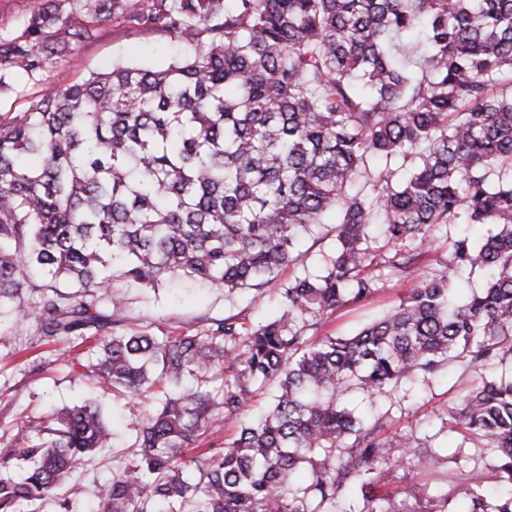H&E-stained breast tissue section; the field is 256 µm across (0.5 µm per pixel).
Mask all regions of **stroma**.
I'll return each mask as SVG.
<instances>
[{"label":"stroma","mask_w":512,"mask_h":512,"mask_svg":"<svg viewBox=\"0 0 512 512\" xmlns=\"http://www.w3.org/2000/svg\"><path fill=\"white\" fill-rule=\"evenodd\" d=\"M190 51L189 45L167 35L136 33L108 21L102 23L96 40L52 59L42 81L30 84L24 94H0V112L23 111L47 87L83 81L91 73L106 71L116 63L158 67L167 64L173 56ZM333 244L331 225L313 226L305 236L307 253L301 263L281 270L258 301L249 290L230 293L197 281L165 279L156 287L142 288L114 277L112 290L123 302L122 326L135 330L150 324L165 332H179L206 327L211 320L238 312L253 321L262 319L280 311V292L288 281L321 270L323 256ZM376 273L377 291L364 303L337 309L322 327V334L352 333L393 307L422 276L416 270L400 278L384 266L377 267ZM95 344L92 338L49 341L42 337L33 320L12 315L0 319V448L23 447L27 433L21 428V421H37L46 417L51 408L79 405L87 400L100 406L105 422L113 431L111 447L100 450L75 474L83 486L79 512H97L115 469L127 459L140 411L139 406L109 385L77 376L76 367L94 361ZM480 376V370L452 361L438 377L418 381L411 391L368 396L354 390L345 398L348 407L363 416L390 412L393 431L418 439L439 457L434 474L406 478L407 484L419 488L417 497L408 502L413 512H424L431 501L439 504L446 500L454 507L459 504L456 466L448 458L458 451L467 457V469H474L475 464L471 460L472 449L464 446L460 436L449 428V409Z\"/></svg>","instance_id":"1"}]
</instances>
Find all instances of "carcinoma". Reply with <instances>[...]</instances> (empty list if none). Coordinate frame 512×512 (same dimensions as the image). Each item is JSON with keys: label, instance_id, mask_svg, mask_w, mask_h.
I'll list each match as a JSON object with an SVG mask.
<instances>
[{"label": "carcinoma", "instance_id": "carcinoma-1", "mask_svg": "<svg viewBox=\"0 0 512 512\" xmlns=\"http://www.w3.org/2000/svg\"><path fill=\"white\" fill-rule=\"evenodd\" d=\"M195 46L166 66L115 65L0 113V307L47 338L111 328L112 267L143 288L193 277L259 298L299 263L303 233L337 211L322 273L283 288V312L158 336H103L93 374L131 399V459L100 512H407L398 468L436 457L341 396L436 376L452 359L485 371L451 416L482 462L461 512H512V0H34L0 35V90L39 82L99 23ZM381 217L399 277L430 231L458 235L399 303L351 335L322 321L377 290L369 228ZM50 279L23 298L29 268ZM486 279L462 302L453 275ZM272 401L259 405L264 390ZM231 424L216 445L210 427ZM0 448V512H73L74 474L109 447L90 401L23 422Z\"/></svg>", "mask_w": 512, "mask_h": 512}]
</instances>
